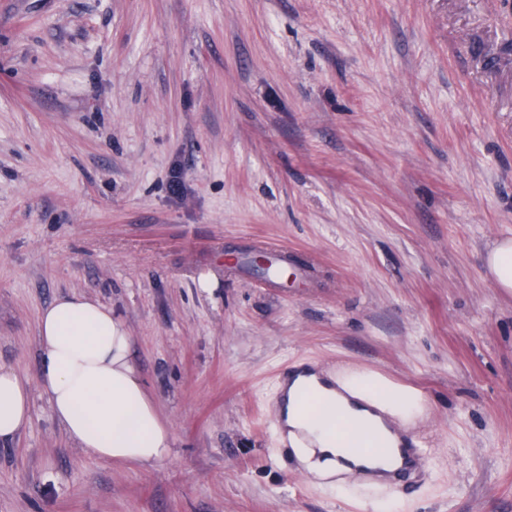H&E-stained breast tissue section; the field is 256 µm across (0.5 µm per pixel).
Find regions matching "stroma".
Listing matches in <instances>:
<instances>
[{"label":"stroma","instance_id":"stroma-1","mask_svg":"<svg viewBox=\"0 0 512 512\" xmlns=\"http://www.w3.org/2000/svg\"><path fill=\"white\" fill-rule=\"evenodd\" d=\"M505 238L502 0H0V365L32 394L0 512H512ZM264 242L296 287L225 264ZM72 294L124 320L168 458L94 459L54 421L38 316ZM298 367L416 391L423 477L285 463ZM487 269L499 288L512 290V240H502L489 254Z\"/></svg>","mask_w":512,"mask_h":512}]
</instances>
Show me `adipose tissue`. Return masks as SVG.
<instances>
[{
  "label": "adipose tissue",
  "mask_w": 512,
  "mask_h": 512,
  "mask_svg": "<svg viewBox=\"0 0 512 512\" xmlns=\"http://www.w3.org/2000/svg\"><path fill=\"white\" fill-rule=\"evenodd\" d=\"M40 380L55 421L94 458L151 465L166 459L171 431L145 389L133 341L108 305L60 296L40 313ZM278 432L296 456L322 479L336 474L343 448L392 431L419 401L410 389L357 375L339 378L309 369L290 373L280 386ZM30 389L0 366V445L29 423Z\"/></svg>",
  "instance_id": "obj_1"
}]
</instances>
